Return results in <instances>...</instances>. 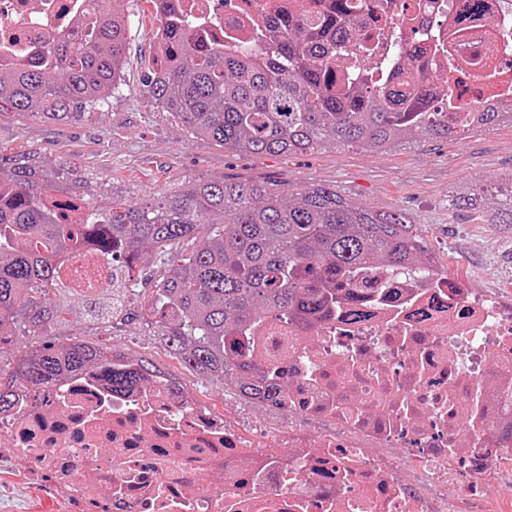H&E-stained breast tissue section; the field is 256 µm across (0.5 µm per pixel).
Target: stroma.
Returning <instances> with one entry per match:
<instances>
[{"label":"stroma","instance_id":"obj_1","mask_svg":"<svg viewBox=\"0 0 512 512\" xmlns=\"http://www.w3.org/2000/svg\"><path fill=\"white\" fill-rule=\"evenodd\" d=\"M114 7L130 28L121 85L102 112L71 125L0 112V155L37 151L63 158L96 178L137 185L145 195L176 180L198 178L269 184L287 195L327 185L347 201L377 211L405 209L450 277L477 289L512 293V226L490 223L484 210L448 206L452 183L472 181L491 189L512 172L511 126L443 141L423 138L390 154L359 146L304 155L244 154L194 137L177 116L149 100L143 79L156 53L159 23L149 0H116ZM90 334L95 340H122L158 359L165 356L133 321Z\"/></svg>","mask_w":512,"mask_h":512}]
</instances>
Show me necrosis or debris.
<instances>
[{
	"label": "necrosis or debris",
	"mask_w": 512,
	"mask_h": 512,
	"mask_svg": "<svg viewBox=\"0 0 512 512\" xmlns=\"http://www.w3.org/2000/svg\"><path fill=\"white\" fill-rule=\"evenodd\" d=\"M350 47L370 81L433 75L437 102L512 106V0L465 19L470 0H352ZM289 0H177L216 47L255 50L253 29ZM95 0H0V70L57 66L47 46L91 21ZM451 42L447 53L433 41ZM359 317L265 320L241 348L277 385L217 408L167 363L132 393L94 374L16 387L0 411V485L50 488L76 512H512V297L449 277L369 268ZM264 412L262 423L249 416Z\"/></svg>",
	"instance_id": "obj_1"
}]
</instances>
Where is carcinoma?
I'll use <instances>...</instances> for the list:
<instances>
[{"label":"carcinoma","instance_id":"obj_1","mask_svg":"<svg viewBox=\"0 0 512 512\" xmlns=\"http://www.w3.org/2000/svg\"><path fill=\"white\" fill-rule=\"evenodd\" d=\"M100 0L85 44H49L60 66L0 72V112L74 124L101 107L122 81L128 22ZM333 14L295 13L258 29L256 53L212 47L172 15L161 56L144 78L149 98L191 134L257 155L301 154L361 146L386 153L425 137H457L508 122L506 113L437 108L430 78L404 89L368 84L362 69L338 71L335 55L359 36L349 0ZM453 209H485L493 224L512 225V172L491 192L459 183ZM187 242L191 247L176 251ZM428 252L401 210L353 205L336 190L312 185L285 199L265 185L225 179L174 183L152 199L118 190L75 163L37 152L0 160V353L16 348L14 371L0 382V411L10 384L38 388L95 370L116 393L150 382L156 361L118 370L115 345L73 332L70 302L79 296L90 324L136 320L165 354L197 375L239 390L271 394L239 356L241 338L266 318L312 321L357 297L352 283L377 262L405 271ZM82 258L104 277L98 286L74 277ZM153 259L164 267L145 308L128 312L130 271ZM20 336H49L31 349Z\"/></svg>","mask_w":512,"mask_h":512}]
</instances>
